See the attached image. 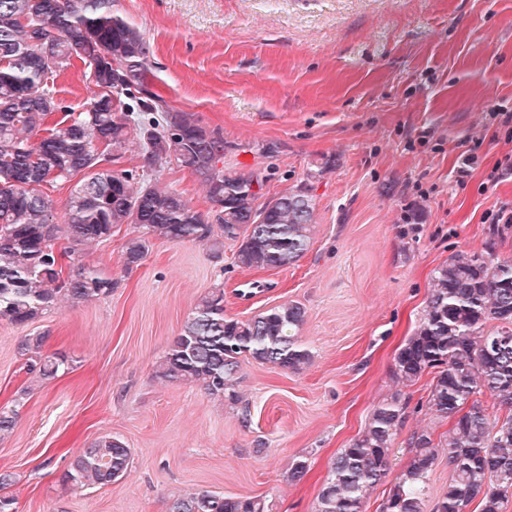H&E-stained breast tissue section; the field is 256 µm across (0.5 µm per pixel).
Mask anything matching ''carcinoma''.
Returning a JSON list of instances; mask_svg holds the SVG:
<instances>
[{
  "instance_id": "1",
  "label": "carcinoma",
  "mask_w": 512,
  "mask_h": 512,
  "mask_svg": "<svg viewBox=\"0 0 512 512\" xmlns=\"http://www.w3.org/2000/svg\"><path fill=\"white\" fill-rule=\"evenodd\" d=\"M150 45L141 31L112 9V0H0V320L22 325L58 300L73 304L112 292V279L90 267L63 262L75 247L112 238L122 224L139 226L128 239L125 264L139 265L151 241L209 242L241 239L238 266L282 268L310 246L312 197L291 190L258 205L265 178L224 169V136L187 112H174L149 89ZM79 59L90 68L89 102L77 116L51 121L67 106L48 87L49 77ZM137 139L144 168L176 162L207 190L218 226L208 224L175 190L134 170L99 169L104 153L120 152ZM82 173L71 193L64 223L56 222L40 187ZM259 222H249L250 217ZM219 236H214V230ZM305 310L298 304L271 308L246 321L224 314V289L202 297L155 377L193 382L210 395L250 409L236 391L240 358L299 371L311 359L297 331ZM491 321L498 322L487 329ZM42 336L21 344L27 370L42 379L65 366L58 354L42 355ZM432 375L427 404L448 423L434 439L411 437L412 456L396 478L380 512H424L429 475L446 450L448 489L434 512H504L512 496V260L489 252L455 254L439 266L422 319L395 357V378L411 386ZM489 394L503 414L489 417L479 400ZM407 401L397 392L376 406L361 434L332 462L315 512H365L368 491L386 477L389 455ZM130 449L112 435L83 449L66 472L77 485H109L130 464ZM307 459L288 465L299 482ZM169 512H269L259 497L200 491L179 495Z\"/></svg>"
}]
</instances>
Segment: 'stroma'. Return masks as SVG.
Masks as SVG:
<instances>
[{"mask_svg": "<svg viewBox=\"0 0 512 512\" xmlns=\"http://www.w3.org/2000/svg\"><path fill=\"white\" fill-rule=\"evenodd\" d=\"M114 10L151 47V90L224 136L225 167L266 177L263 198L300 186L315 203L310 247L292 265L246 269L238 244L153 241L124 264L134 225L79 246L76 265L112 278L108 296L59 302L24 326L0 322V471L17 512H168L179 495L258 496L271 512H313L331 462L372 410L402 392L405 419L389 471L365 502L379 512L406 466L409 439L446 433L427 408L429 377L402 388L399 347L419 323L433 271L459 252L512 259V178L488 174L512 155L489 109L512 108V0H116ZM87 68L73 61L49 80L75 112L87 107ZM474 150L479 163L459 171ZM147 178L177 190L203 216L202 184L171 162ZM224 291L226 316L246 320L300 304L297 372L240 362L239 410L195 383H165L157 364L197 302ZM66 358L51 380L29 375L20 345ZM111 434L131 450L126 474L73 487L70 462ZM309 472L288 482V464Z\"/></svg>", "mask_w": 512, "mask_h": 512, "instance_id": "obj_1", "label": "stroma"}]
</instances>
